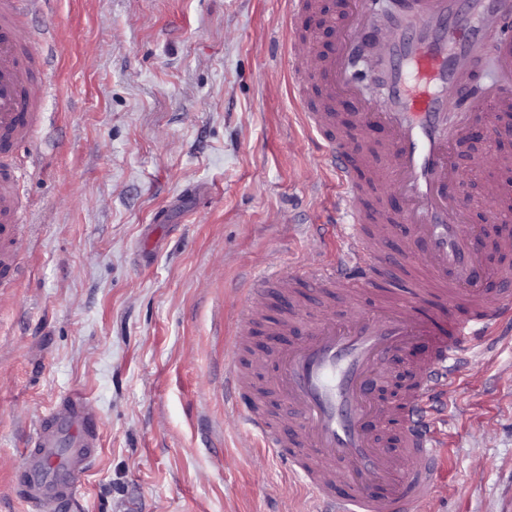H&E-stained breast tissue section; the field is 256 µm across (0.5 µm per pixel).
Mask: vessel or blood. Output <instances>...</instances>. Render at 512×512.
I'll list each match as a JSON object with an SVG mask.
<instances>
[{
  "label": "vessel or blood",
  "mask_w": 512,
  "mask_h": 512,
  "mask_svg": "<svg viewBox=\"0 0 512 512\" xmlns=\"http://www.w3.org/2000/svg\"><path fill=\"white\" fill-rule=\"evenodd\" d=\"M44 0H0V131L11 147L39 133L48 86L33 74L34 54L15 22L19 9ZM512 0H350L332 30L326 57L307 46L290 49L289 77L305 124L325 144L322 164L336 177L337 226L343 247L334 263L281 273L244 296L235 349L274 297L302 302L301 288L359 296L364 288L406 294L365 313L350 306L304 318L283 314L268 330L264 363L271 394L286 410L274 416L237 368L224 375V404L236 411L280 464L307 490L313 512H427L439 489L441 446L435 404L447 400L464 357L483 351L512 318V190L490 185L499 223L492 234L468 224L465 205L449 184L459 178L453 156L478 107L512 112ZM496 62V78L467 100L472 66ZM364 75H357V63ZM357 100L354 139L341 132L337 99ZM0 228L8 242L0 265L10 266L25 243L11 225L25 223L14 191L0 188ZM436 297L432 313L421 306ZM425 345L410 382L395 403L378 399L374 380L393 353ZM398 415V448L381 440V424ZM100 446L92 403L70 393L37 423L12 474L26 512H71L78 482Z\"/></svg>",
  "instance_id": "b4317fda"
}]
</instances>
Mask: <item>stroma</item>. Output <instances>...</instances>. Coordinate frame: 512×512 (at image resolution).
Segmentation results:
<instances>
[{
  "label": "stroma",
  "instance_id": "stroma-1",
  "mask_svg": "<svg viewBox=\"0 0 512 512\" xmlns=\"http://www.w3.org/2000/svg\"><path fill=\"white\" fill-rule=\"evenodd\" d=\"M54 84L13 162L31 243L0 291V512L36 421L79 392L101 446L78 512H309L240 420L226 346L246 288L328 264L336 178L284 66V0H45ZM432 512H512V326L469 357Z\"/></svg>",
  "mask_w": 512,
  "mask_h": 512
}]
</instances>
